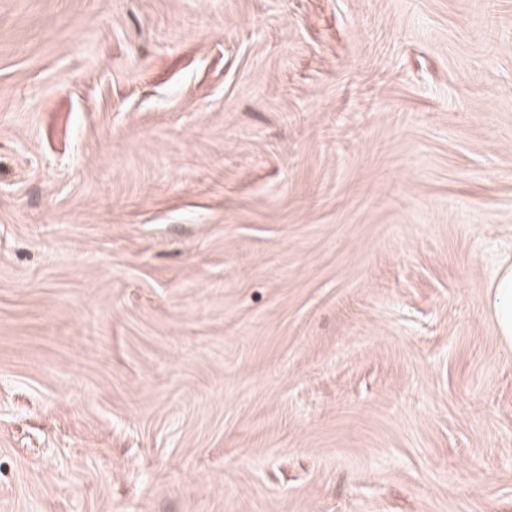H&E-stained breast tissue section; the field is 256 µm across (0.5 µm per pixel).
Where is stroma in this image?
Masks as SVG:
<instances>
[{
  "label": "stroma",
  "mask_w": 512,
  "mask_h": 512,
  "mask_svg": "<svg viewBox=\"0 0 512 512\" xmlns=\"http://www.w3.org/2000/svg\"><path fill=\"white\" fill-rule=\"evenodd\" d=\"M512 0H0V512H512ZM489 308L498 336L512 347V260L508 258L498 268L490 283Z\"/></svg>",
  "instance_id": "1"
}]
</instances>
